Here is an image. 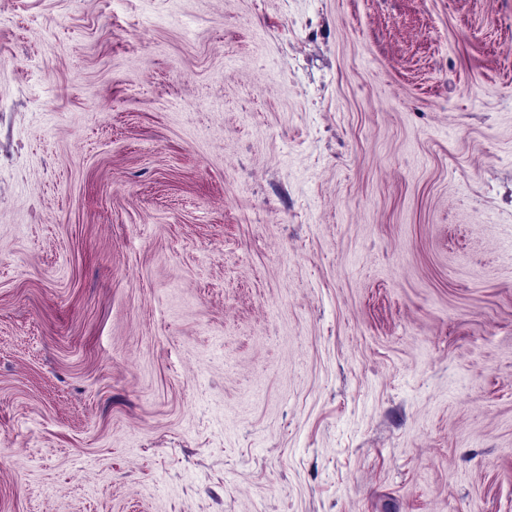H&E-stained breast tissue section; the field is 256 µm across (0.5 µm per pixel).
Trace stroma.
<instances>
[{
  "instance_id": "stroma-1",
  "label": "stroma",
  "mask_w": 512,
  "mask_h": 512,
  "mask_svg": "<svg viewBox=\"0 0 512 512\" xmlns=\"http://www.w3.org/2000/svg\"><path fill=\"white\" fill-rule=\"evenodd\" d=\"M0 512H512V0H0Z\"/></svg>"
}]
</instances>
